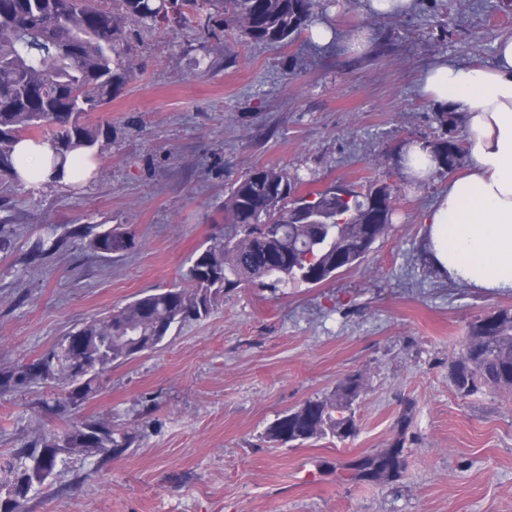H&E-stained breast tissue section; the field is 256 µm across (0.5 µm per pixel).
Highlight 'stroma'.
<instances>
[{
    "label": "stroma",
    "mask_w": 512,
    "mask_h": 512,
    "mask_svg": "<svg viewBox=\"0 0 512 512\" xmlns=\"http://www.w3.org/2000/svg\"><path fill=\"white\" fill-rule=\"evenodd\" d=\"M334 3L341 32L373 31L367 53L305 35L285 46L208 37L174 19L133 26L136 75L92 115L105 132L96 178L36 191L0 178V371L179 284L195 251L223 235L224 192L252 167H287L305 191L377 182L398 198L389 236L359 266L312 288L246 285L158 350L112 365L71 416L46 411L49 385L1 390L0 457L91 415L135 436L118 459L72 456L23 512H512V393L463 399L448 374L470 324L512 308V293L431 269L422 220L449 173L414 186L398 165L409 142L462 138L461 121L440 126L418 77L444 56L492 65L497 40L512 35V0H417L386 18L365 0ZM80 224L134 243L97 255L70 238ZM49 234L59 250L30 262ZM352 376L353 437L297 448L266 439L278 415L333 397ZM398 439L397 481L355 478V460Z\"/></svg>",
    "instance_id": "35a3bbf8"
}]
</instances>
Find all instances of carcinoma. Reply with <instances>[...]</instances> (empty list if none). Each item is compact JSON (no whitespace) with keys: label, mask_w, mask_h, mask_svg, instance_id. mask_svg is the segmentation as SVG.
I'll return each instance as SVG.
<instances>
[{"label":"carcinoma","mask_w":512,"mask_h":512,"mask_svg":"<svg viewBox=\"0 0 512 512\" xmlns=\"http://www.w3.org/2000/svg\"><path fill=\"white\" fill-rule=\"evenodd\" d=\"M217 8L224 11V23L246 39L282 46L306 29L324 0H0V175L13 168L14 144L21 137L49 140L61 155L86 149L102 157L100 130L90 117L135 75L129 27L173 16L210 35ZM432 148L446 170L462 154L449 138ZM394 203L384 185L371 183L364 191L334 185L302 194L287 167H255L226 190L224 238L190 259L182 285L141 294L74 327L45 355L0 372V388L61 383L50 408L77 411L96 394L109 366L158 348L174 328L206 316L218 299L238 288L318 286L361 263L368 250L355 246L388 235ZM70 236L108 255L120 256L132 244L128 234L96 225L75 227ZM449 376L464 399L486 389L512 391V309L470 324ZM359 384L358 377H350L334 400H308L283 413L265 438L297 447L328 434L354 435L352 403ZM133 443L134 436L112 427L107 417L37 435L0 457V512H19L29 494L71 456L118 458ZM367 459L382 461L371 481L392 482L404 468L403 442Z\"/></svg>","instance_id":"cac0c4a2"}]
</instances>
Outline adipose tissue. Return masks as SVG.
<instances>
[{"instance_id": "ef3b65f1", "label": "adipose tissue", "mask_w": 512, "mask_h": 512, "mask_svg": "<svg viewBox=\"0 0 512 512\" xmlns=\"http://www.w3.org/2000/svg\"><path fill=\"white\" fill-rule=\"evenodd\" d=\"M311 42H340L347 54L367 52L374 36L368 28L343 36L326 19L309 29ZM497 62L486 67L445 57L425 68L419 94L463 118L467 166L449 179L424 217L423 250L440 276L471 288L512 292V35L497 43ZM9 178L30 190L53 183L77 186L96 169L87 153L57 154L47 140L21 139ZM405 175L433 179L439 162L430 145L414 141L399 157Z\"/></svg>"}]
</instances>
